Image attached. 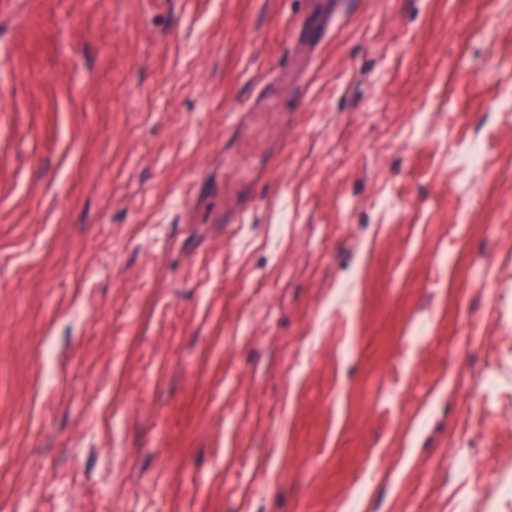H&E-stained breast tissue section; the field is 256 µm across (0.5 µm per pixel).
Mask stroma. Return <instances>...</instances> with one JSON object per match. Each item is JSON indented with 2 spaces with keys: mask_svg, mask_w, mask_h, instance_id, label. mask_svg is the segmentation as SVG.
I'll return each mask as SVG.
<instances>
[{
  "mask_svg": "<svg viewBox=\"0 0 512 512\" xmlns=\"http://www.w3.org/2000/svg\"><path fill=\"white\" fill-rule=\"evenodd\" d=\"M309 10L0 0V512H512V0H343L223 226ZM287 79V73L280 70L273 73L260 86L247 108L234 114V119L224 139V167L228 165L227 146L232 143L238 148L240 156L260 148L259 140L250 141L249 132L254 126H260L270 109L278 105L276 87ZM279 144V143H278ZM278 144L274 146L266 147L262 152V162L261 165L254 169L253 171L247 170L241 177L246 179L249 182V189L244 192H240L238 194V199L234 206L228 207L226 202L224 203V226H229V224H245L248 215L252 209V188L253 186L263 180L267 174L268 166L265 168V163L267 161V157L269 158L273 156V153ZM280 148V144H279ZM251 189V190H250Z\"/></svg>",
  "mask_w": 512,
  "mask_h": 512,
  "instance_id": "1",
  "label": "stroma"
}]
</instances>
